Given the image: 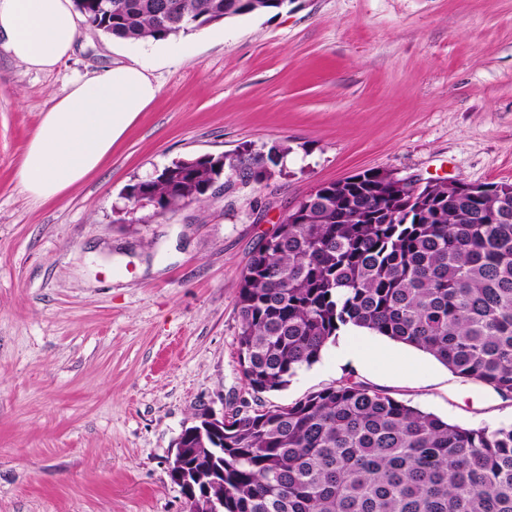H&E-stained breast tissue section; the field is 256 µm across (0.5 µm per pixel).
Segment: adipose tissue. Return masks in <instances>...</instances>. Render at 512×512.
Here are the masks:
<instances>
[{
	"instance_id": "adipose-tissue-1",
	"label": "adipose tissue",
	"mask_w": 512,
	"mask_h": 512,
	"mask_svg": "<svg viewBox=\"0 0 512 512\" xmlns=\"http://www.w3.org/2000/svg\"><path fill=\"white\" fill-rule=\"evenodd\" d=\"M80 23L72 0H0V47L26 69L50 72L72 54ZM152 61L136 49L130 63L78 78L53 98L20 162L25 193L59 198L102 166L157 94Z\"/></svg>"
}]
</instances>
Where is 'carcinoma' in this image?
<instances>
[{
	"instance_id": "cac0c4a2",
	"label": "carcinoma",
	"mask_w": 512,
	"mask_h": 512,
	"mask_svg": "<svg viewBox=\"0 0 512 512\" xmlns=\"http://www.w3.org/2000/svg\"><path fill=\"white\" fill-rule=\"evenodd\" d=\"M103 33L156 41L288 0H73ZM290 147L245 143L181 159L126 188L156 212L257 188ZM239 363L250 389L279 391L351 326L433 356L512 400V184L448 189L414 203L366 170L290 210L241 273ZM186 470L224 481V512H512V426L448 423L387 392L340 380L288 406H251L224 431L185 428Z\"/></svg>"
}]
</instances>
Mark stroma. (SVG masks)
<instances>
[{"label": "stroma", "instance_id": "stroma-1", "mask_svg": "<svg viewBox=\"0 0 512 512\" xmlns=\"http://www.w3.org/2000/svg\"><path fill=\"white\" fill-rule=\"evenodd\" d=\"M153 103L104 167L59 200L17 168L54 96L126 61L82 27L71 59L0 48V512H187L170 477L195 413L286 406L362 381L451 423L512 424V400L429 354L340 332L288 387L254 394L237 288L253 249L315 187L386 170L512 183V0H290L184 35ZM288 141L286 175L156 213L129 184L172 161Z\"/></svg>", "mask_w": 512, "mask_h": 512}]
</instances>
